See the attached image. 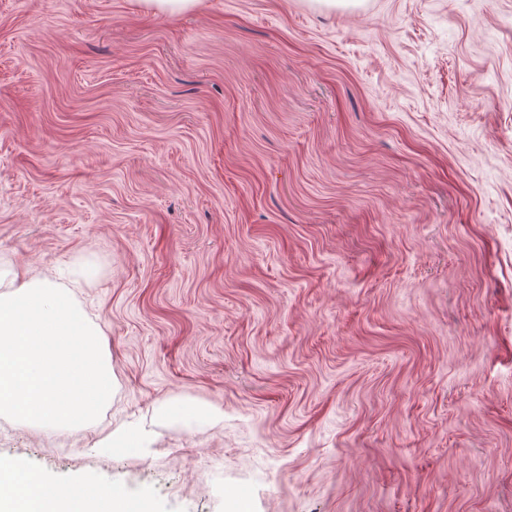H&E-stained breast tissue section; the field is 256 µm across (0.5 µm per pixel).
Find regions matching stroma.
<instances>
[{"mask_svg":"<svg viewBox=\"0 0 512 512\" xmlns=\"http://www.w3.org/2000/svg\"><path fill=\"white\" fill-rule=\"evenodd\" d=\"M0 268L69 269L115 374L1 460L155 512H512V0H0ZM146 11L159 14H181L196 9L200 0H138ZM157 416L160 420L178 423L183 426H192L205 419L214 421L220 419L219 415L210 408L178 399L162 403L157 409ZM146 448L143 446L138 433L131 429L123 428L113 431L101 444L90 448L91 451L100 452L112 456V454H134Z\"/></svg>","mask_w":512,"mask_h":512,"instance_id":"1","label":"stroma"}]
</instances>
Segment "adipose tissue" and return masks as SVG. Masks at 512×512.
<instances>
[{"instance_id":"ef3b65f1","label":"adipose tissue","mask_w":512,"mask_h":512,"mask_svg":"<svg viewBox=\"0 0 512 512\" xmlns=\"http://www.w3.org/2000/svg\"><path fill=\"white\" fill-rule=\"evenodd\" d=\"M0 512H150V501L88 481L47 487L22 464L0 461Z\"/></svg>"}]
</instances>
